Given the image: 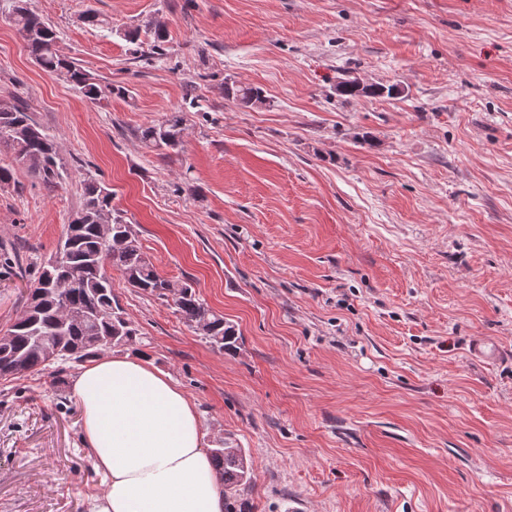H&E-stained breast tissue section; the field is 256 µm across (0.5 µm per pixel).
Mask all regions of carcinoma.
Returning a JSON list of instances; mask_svg holds the SVG:
<instances>
[{"instance_id":"1","label":"carcinoma","mask_w":512,"mask_h":512,"mask_svg":"<svg viewBox=\"0 0 512 512\" xmlns=\"http://www.w3.org/2000/svg\"><path fill=\"white\" fill-rule=\"evenodd\" d=\"M12 20L18 27L31 59L44 72L69 81L92 101L112 96L126 97L130 90L102 81L83 69L72 58L59 53L57 31L31 10L26 0H10ZM152 41L140 44V29L124 31L126 41L137 45L140 57L161 61L165 56L167 29L160 22L149 25ZM341 97L398 96L403 89L390 85H363L355 78L336 84ZM224 96L244 108L269 104L262 88L224 80ZM186 114L170 113L166 119L138 129V138L148 149L166 156L165 150H177L183 142ZM11 153L13 163L0 164V185L13 180L14 168L21 167L45 188L53 191L68 178L61 161L57 141L45 130L20 101L0 102V152ZM82 204L64 234L65 261L62 270L41 263L30 280L23 310L10 325V337L0 342V378L14 377L15 362L22 361L34 374L45 365V351L59 347L58 360L85 362L103 350L123 345L138 336L134 322L125 314L112 290V276L106 267L119 270L133 288L164 300L170 282L160 276L123 213L112 207V192L92 172L83 176ZM82 312L81 321L64 320L62 306ZM174 312L201 341L220 352L237 347L236 326L215 313L206 300L185 283L178 298L172 300ZM219 480L224 487L225 512H241L242 498L252 484L253 467L246 451L227 436L211 449Z\"/></svg>"}]
</instances>
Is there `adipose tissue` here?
Segmentation results:
<instances>
[{"label":"adipose tissue","instance_id":"ef3b65f1","mask_svg":"<svg viewBox=\"0 0 512 512\" xmlns=\"http://www.w3.org/2000/svg\"><path fill=\"white\" fill-rule=\"evenodd\" d=\"M104 492L89 512H224L197 406L143 356L98 357L72 381Z\"/></svg>","mask_w":512,"mask_h":512}]
</instances>
